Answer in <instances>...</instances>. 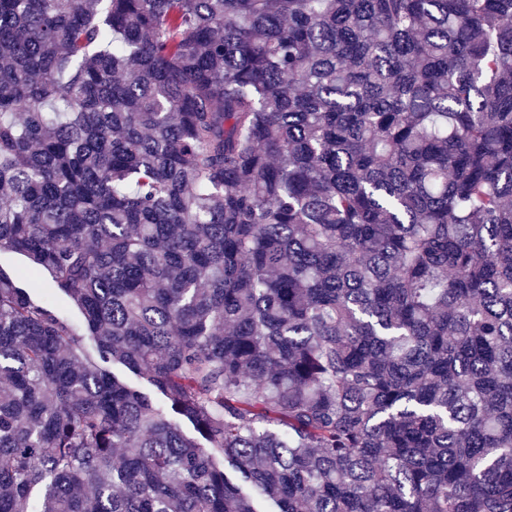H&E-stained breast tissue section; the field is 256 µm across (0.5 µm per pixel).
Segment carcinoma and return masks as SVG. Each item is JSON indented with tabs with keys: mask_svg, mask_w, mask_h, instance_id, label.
I'll return each instance as SVG.
<instances>
[{
	"mask_svg": "<svg viewBox=\"0 0 512 512\" xmlns=\"http://www.w3.org/2000/svg\"><path fill=\"white\" fill-rule=\"evenodd\" d=\"M3 249L0 512H512V0H0ZM29 268L27 258L19 253L11 251H0V270L12 277H15L23 284L22 276ZM32 296L36 301L50 303L54 308L60 310L73 324L80 326L82 318L79 311L58 290L38 289L32 291Z\"/></svg>",
	"mask_w": 512,
	"mask_h": 512,
	"instance_id": "cac0c4a2",
	"label": "carcinoma"
}]
</instances>
